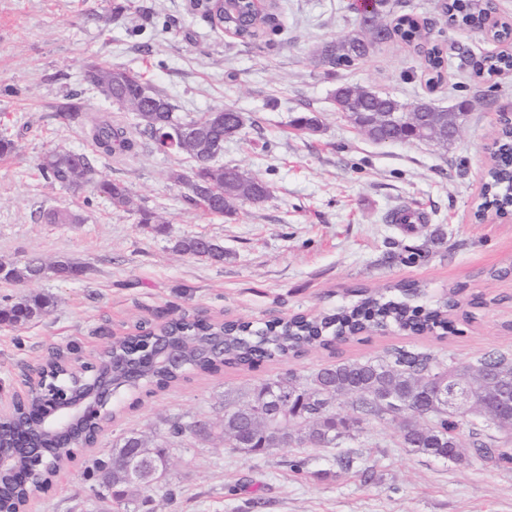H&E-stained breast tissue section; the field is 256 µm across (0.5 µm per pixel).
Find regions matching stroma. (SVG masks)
<instances>
[{"label": "stroma", "instance_id": "obj_1", "mask_svg": "<svg viewBox=\"0 0 512 512\" xmlns=\"http://www.w3.org/2000/svg\"><path fill=\"white\" fill-rule=\"evenodd\" d=\"M123 12L114 13V2ZM351 0H279L281 30L244 43L213 29L195 0H0V136L15 153L0 158V263L67 256L82 263L76 280H0V304L38 293L48 312L21 327L0 326V400L25 388L49 353L76 346L90 354L112 339L197 311L215 319L263 326L277 317L317 313L373 290L416 282L421 304L463 288V304L445 338L395 329L364 335L288 362L223 366L190 374L166 389L123 394L117 416L91 449L37 492L32 512H100L102 481L94 458L123 435L165 433L169 419L222 416L224 392L293 372L384 355L394 347L468 362L490 351L512 353V219L473 218L497 115L512 113V74L476 79L469 57L500 44L445 25L437 0H391L394 14H415L432 26L449 65L428 89L424 60L399 38L367 59L325 76L311 61L317 44L354 29ZM120 65L164 91L180 116L230 107L240 134L225 140L218 164L268 181L264 202L240 204L218 218L189 205L168 172L186 160L141 150L123 160L97 157L100 170L123 181L137 207L167 218L164 233L143 230L136 215L112 208L91 189L50 186L39 158L53 148L96 155L86 130L57 116L69 94L91 113L111 105L83 80L85 63ZM360 84L400 102L430 99L468 106L460 135L448 146L413 141L380 144L362 135L333 106L337 85ZM316 113L317 131L293 120ZM69 209L76 224H49L44 212ZM405 209L424 216L407 230L394 222ZM205 236L224 246V261L183 255L174 244ZM388 425L367 428L347 445L371 469L372 482L336 470L333 448H276L248 455L217 442L186 438L170 449L164 484L147 491L145 512H512V468L475 460L459 465L419 456L395 443ZM305 460L307 475L290 465ZM318 470L328 479H313Z\"/></svg>", "mask_w": 512, "mask_h": 512}]
</instances>
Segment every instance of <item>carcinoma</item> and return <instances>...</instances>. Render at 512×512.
I'll return each mask as SVG.
<instances>
[{"label":"carcinoma","mask_w":512,"mask_h":512,"mask_svg":"<svg viewBox=\"0 0 512 512\" xmlns=\"http://www.w3.org/2000/svg\"><path fill=\"white\" fill-rule=\"evenodd\" d=\"M202 12L220 31L222 4L217 0H196ZM389 0H379L373 6L374 23L367 22V7L354 6L360 15L358 27L337 39L317 45L311 55L324 53L327 62L324 73L333 75L338 69L351 68L365 60L378 45L394 36L409 45L418 46L422 33L412 22L415 17L388 18ZM442 13L452 26L474 29L481 26L492 9L491 0H444ZM267 17L242 6L237 9L236 25L232 30L241 40L254 42L264 33ZM425 67L432 79L442 78L447 64L443 49L435 44L424 55ZM512 73V53L486 55L476 69V75ZM85 77L99 87V94L116 111L131 114L137 120L133 126L114 121L108 116H91L81 95L74 93L64 103L58 117L68 124L87 128L97 151L120 159L137 154L138 137L146 136L157 144V133L163 128H184L205 138L224 143V123L214 119V110L197 118H181L167 95L143 81L132 71L112 65H86ZM335 111L342 114L368 139L392 144L420 140L415 133L418 124L432 115L437 126L434 143L444 145L452 140L455 120L446 110H436L420 101L405 105L397 99L374 92L361 85L342 84L333 97ZM170 154L190 162L187 170H170V179L183 183L191 177L198 191L189 193L186 201L201 206L217 216H232L241 202L261 203L269 198V182L247 177L235 168L217 165L214 161L199 160V151L191 144ZM44 178L52 186L78 192L92 186L116 210H132L133 197L128 186L98 170L85 153L54 149L38 163ZM486 202L504 209L512 208V127H503L494 142L492 163L486 174ZM138 223L156 225L160 230L168 224L162 215L137 210ZM49 224H77L79 215L67 210L49 211L43 215ZM175 251L203 258L215 264L224 263V246L214 239L190 236L179 239ZM6 281L27 283L52 275L61 280L83 276V265L60 257L45 261L34 257L22 266L0 264ZM390 291L396 299L384 293L358 291L359 300L321 316H293L272 325L255 328L250 322L230 321L199 323L188 316L181 322L165 324L144 334H137L135 344H148L158 336L192 337L186 365L182 369L158 367L150 370L140 385L165 388L179 381L187 372H211L222 365L253 367L263 361H286L317 348H329L338 339H349L363 332L395 327L410 333L426 330H445L453 310L456 290L432 305H413L422 293L415 282L397 283ZM50 298L29 294L0 309V325L23 326L46 312ZM224 333L223 356L202 350L203 341ZM484 370L500 376L501 388L512 391V355L483 354L470 362L444 363L425 352L394 348L383 356L367 360H346L323 366L301 378L287 372L256 385L225 394L223 415L208 422L209 432L202 440L216 439L226 448H241L250 455H262L274 449L271 435L278 431L283 445L290 448H339L356 438L366 427L393 425L397 441L410 451L435 460H448L456 448L468 450L473 460L493 459L507 468L512 464V417L495 406L483 413L450 411L435 402L434 389L453 374L471 385L474 397H481V386L474 374ZM170 443L164 439L149 440L137 433L122 436L113 445L112 454L93 463L95 470L108 474L105 512H137L141 492L154 488L152 479L129 480L120 469L128 459L142 457L149 463L162 464L169 459ZM29 470L22 462L14 475L13 484L19 505L27 502L28 488L23 479Z\"/></svg>","instance_id":"1"}]
</instances>
